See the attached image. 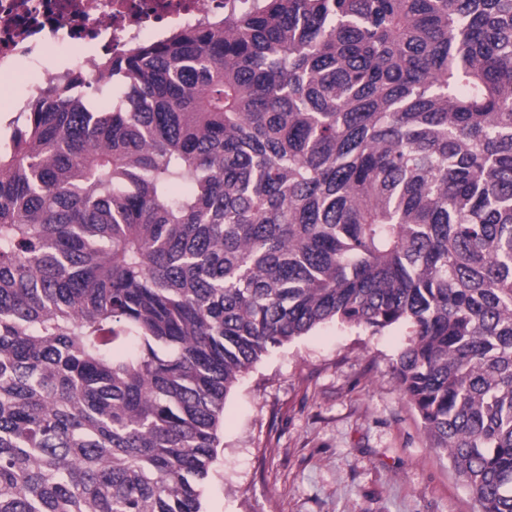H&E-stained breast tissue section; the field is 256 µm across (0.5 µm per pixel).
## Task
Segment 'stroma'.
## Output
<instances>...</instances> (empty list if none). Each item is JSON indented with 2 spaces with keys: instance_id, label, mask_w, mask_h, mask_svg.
Returning a JSON list of instances; mask_svg holds the SVG:
<instances>
[{
  "instance_id": "35a3bbf8",
  "label": "stroma",
  "mask_w": 512,
  "mask_h": 512,
  "mask_svg": "<svg viewBox=\"0 0 512 512\" xmlns=\"http://www.w3.org/2000/svg\"><path fill=\"white\" fill-rule=\"evenodd\" d=\"M408 335L324 324L238 381L203 512H477L392 366Z\"/></svg>"
}]
</instances>
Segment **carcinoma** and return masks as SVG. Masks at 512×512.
<instances>
[{
	"label": "carcinoma",
	"mask_w": 512,
	"mask_h": 512,
	"mask_svg": "<svg viewBox=\"0 0 512 512\" xmlns=\"http://www.w3.org/2000/svg\"><path fill=\"white\" fill-rule=\"evenodd\" d=\"M0 130V512H202L224 404L322 324L512 512V0H224Z\"/></svg>",
	"instance_id": "cac0c4a2"
}]
</instances>
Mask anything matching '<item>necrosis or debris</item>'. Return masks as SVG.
I'll use <instances>...</instances> for the list:
<instances>
[{"label":"necrosis or debris","instance_id":"4bbe7bcc","mask_svg":"<svg viewBox=\"0 0 512 512\" xmlns=\"http://www.w3.org/2000/svg\"><path fill=\"white\" fill-rule=\"evenodd\" d=\"M223 12L224 0H0V80L13 79L31 95L62 79L44 64L55 51L91 71L95 59L84 55L86 46L113 54Z\"/></svg>","mask_w":512,"mask_h":512}]
</instances>
